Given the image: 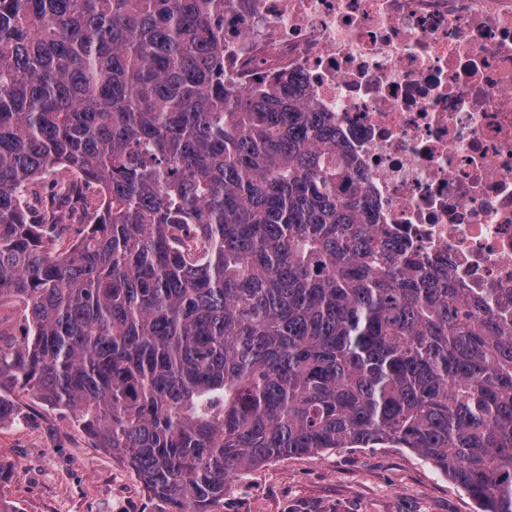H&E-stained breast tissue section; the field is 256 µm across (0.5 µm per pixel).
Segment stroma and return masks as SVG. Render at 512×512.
Here are the masks:
<instances>
[{
  "instance_id": "stroma-1",
  "label": "stroma",
  "mask_w": 512,
  "mask_h": 512,
  "mask_svg": "<svg viewBox=\"0 0 512 512\" xmlns=\"http://www.w3.org/2000/svg\"><path fill=\"white\" fill-rule=\"evenodd\" d=\"M0 424V499L16 512H168L137 475L77 427L69 410L13 390ZM470 497L405 448L283 456L230 480L216 512H474Z\"/></svg>"
}]
</instances>
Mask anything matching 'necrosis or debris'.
I'll use <instances>...</instances> for the list:
<instances>
[{"label":"necrosis or debris","mask_w":512,"mask_h":512,"mask_svg":"<svg viewBox=\"0 0 512 512\" xmlns=\"http://www.w3.org/2000/svg\"><path fill=\"white\" fill-rule=\"evenodd\" d=\"M224 73L298 82L391 238L512 323V0H224Z\"/></svg>","instance_id":"4bbe7bcc"}]
</instances>
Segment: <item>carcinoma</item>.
Returning <instances> with one entry per match:
<instances>
[{
	"mask_svg": "<svg viewBox=\"0 0 512 512\" xmlns=\"http://www.w3.org/2000/svg\"><path fill=\"white\" fill-rule=\"evenodd\" d=\"M355 176L332 113L224 78V0H0V423L66 408L179 512L342 448L512 512V324Z\"/></svg>",
	"mask_w": 512,
	"mask_h": 512,
	"instance_id": "carcinoma-1",
	"label": "carcinoma"
}]
</instances>
